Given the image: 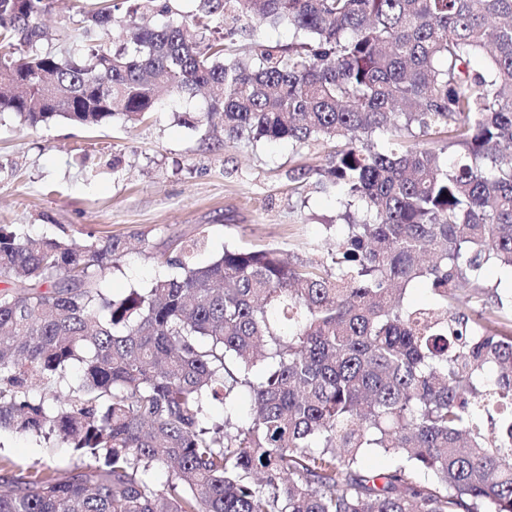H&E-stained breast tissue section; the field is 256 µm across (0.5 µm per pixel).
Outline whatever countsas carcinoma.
<instances>
[{
  "label": "carcinoma",
  "mask_w": 512,
  "mask_h": 512,
  "mask_svg": "<svg viewBox=\"0 0 512 512\" xmlns=\"http://www.w3.org/2000/svg\"><path fill=\"white\" fill-rule=\"evenodd\" d=\"M152 2L92 0L76 57L43 48L46 0H0V114L94 128L202 92L211 139L335 143L344 227L288 262L178 237L111 295L128 238L0 225V431L77 454L0 455V512H512V291L483 279L512 272V0H198L162 26ZM251 18L295 41L243 50ZM241 388L248 423L209 416ZM43 440L2 430L0 432V455L8 456L19 464L30 465L37 461L48 460L53 466L66 468L76 460L73 448L62 441L51 444L50 458Z\"/></svg>",
  "instance_id": "obj_1"
}]
</instances>
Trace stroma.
<instances>
[{
  "label": "stroma",
  "mask_w": 512,
  "mask_h": 512,
  "mask_svg": "<svg viewBox=\"0 0 512 512\" xmlns=\"http://www.w3.org/2000/svg\"><path fill=\"white\" fill-rule=\"evenodd\" d=\"M89 0H52L42 21L52 49L81 55ZM206 110L203 96L167 100L143 122L115 118L86 128L58 120L31 127L0 116V225L30 237L46 234L76 242L108 234L136 245L106 272L109 291L149 287L163 273L170 240L202 236L208 260L233 247L278 248L284 257H317L340 227L341 205L311 169L332 144L227 140L216 143L190 119ZM0 455L29 465L49 460L71 466L76 454L62 441L0 432Z\"/></svg>",
  "instance_id": "obj_1"
}]
</instances>
